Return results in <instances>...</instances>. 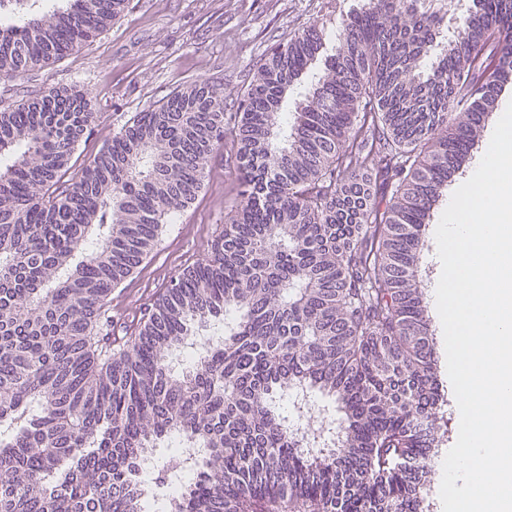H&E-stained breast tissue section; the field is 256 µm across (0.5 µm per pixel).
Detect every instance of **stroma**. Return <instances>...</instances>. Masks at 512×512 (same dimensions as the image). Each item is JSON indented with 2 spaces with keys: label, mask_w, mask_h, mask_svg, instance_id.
Returning a JSON list of instances; mask_svg holds the SVG:
<instances>
[{
  "label": "stroma",
  "mask_w": 512,
  "mask_h": 512,
  "mask_svg": "<svg viewBox=\"0 0 512 512\" xmlns=\"http://www.w3.org/2000/svg\"><path fill=\"white\" fill-rule=\"evenodd\" d=\"M362 0H129L94 42L49 67L0 78V108L45 88L86 95L98 120L76 155L90 160L136 113L202 81L222 88L232 109L268 49L313 25L335 37ZM230 152L213 153L197 200L167 224L155 252L112 292V317L129 326L136 312L184 268L203 259L228 220L239 189Z\"/></svg>",
  "instance_id": "obj_1"
}]
</instances>
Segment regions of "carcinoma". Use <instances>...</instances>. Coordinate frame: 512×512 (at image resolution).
Wrapping results in <instances>:
<instances>
[{
	"label": "carcinoma",
	"instance_id": "1",
	"mask_svg": "<svg viewBox=\"0 0 512 512\" xmlns=\"http://www.w3.org/2000/svg\"><path fill=\"white\" fill-rule=\"evenodd\" d=\"M128 0H0V77L90 44ZM420 0H364L332 44L266 53L237 112L201 82L88 162L92 112L0 108V512H429L443 400L422 228L512 76V0L433 50ZM244 176L210 254L125 335L112 289L194 202ZM333 400L339 418L312 400ZM197 441L149 481V450Z\"/></svg>",
	"mask_w": 512,
	"mask_h": 512
}]
</instances>
